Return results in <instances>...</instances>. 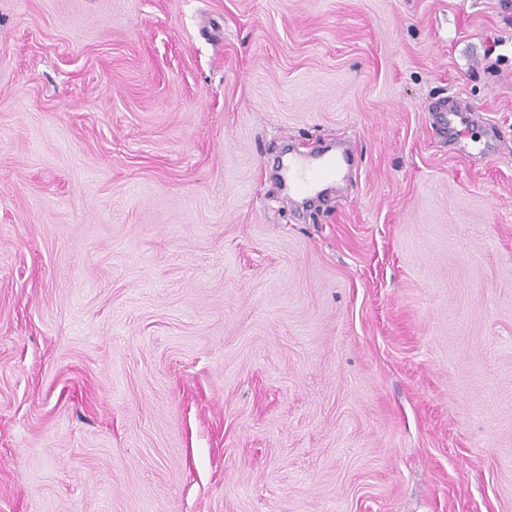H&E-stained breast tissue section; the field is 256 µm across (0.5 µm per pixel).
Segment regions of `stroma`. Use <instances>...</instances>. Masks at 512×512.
I'll return each instance as SVG.
<instances>
[{"instance_id": "1", "label": "stroma", "mask_w": 512, "mask_h": 512, "mask_svg": "<svg viewBox=\"0 0 512 512\" xmlns=\"http://www.w3.org/2000/svg\"><path fill=\"white\" fill-rule=\"evenodd\" d=\"M0 512H512V8L0 0ZM315 158L318 159L315 164H306L296 160L288 165V169L293 168L295 185L305 192L313 189L324 178L335 177L340 171L342 162L346 161L344 157L326 154L318 155Z\"/></svg>"}]
</instances>
